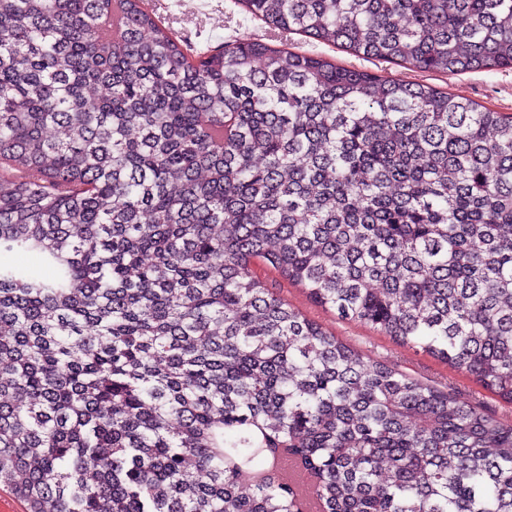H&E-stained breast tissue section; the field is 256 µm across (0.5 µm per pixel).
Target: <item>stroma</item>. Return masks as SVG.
I'll return each instance as SVG.
<instances>
[{
	"label": "stroma",
	"mask_w": 512,
	"mask_h": 512,
	"mask_svg": "<svg viewBox=\"0 0 512 512\" xmlns=\"http://www.w3.org/2000/svg\"><path fill=\"white\" fill-rule=\"evenodd\" d=\"M165 27L189 46L190 51L215 50L224 44L250 39L274 48L313 51L344 67L366 70L394 80L412 81L471 100L482 107L512 115V68L449 76L424 72L395 62L366 60L340 47L300 34L285 33L253 18L239 0H146ZM254 269L274 293L307 318L320 324L358 351L366 361L387 365L428 385L449 391L461 401L477 406L495 418L512 423V405L501 402L472 379L421 350L396 343L368 326L348 321L336 311L314 305L301 287L281 278L272 268L255 262Z\"/></svg>",
	"instance_id": "obj_1"
}]
</instances>
